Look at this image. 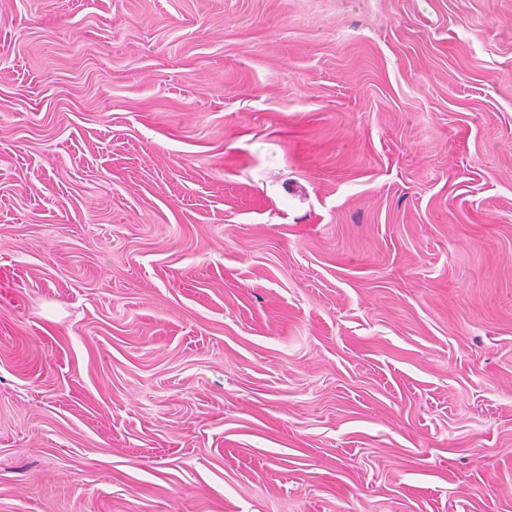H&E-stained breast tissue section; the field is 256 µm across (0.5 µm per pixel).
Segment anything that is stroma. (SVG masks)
Instances as JSON below:
<instances>
[{
  "mask_svg": "<svg viewBox=\"0 0 512 512\" xmlns=\"http://www.w3.org/2000/svg\"><path fill=\"white\" fill-rule=\"evenodd\" d=\"M0 512H512V0H0Z\"/></svg>",
  "mask_w": 512,
  "mask_h": 512,
  "instance_id": "1",
  "label": "stroma"
}]
</instances>
